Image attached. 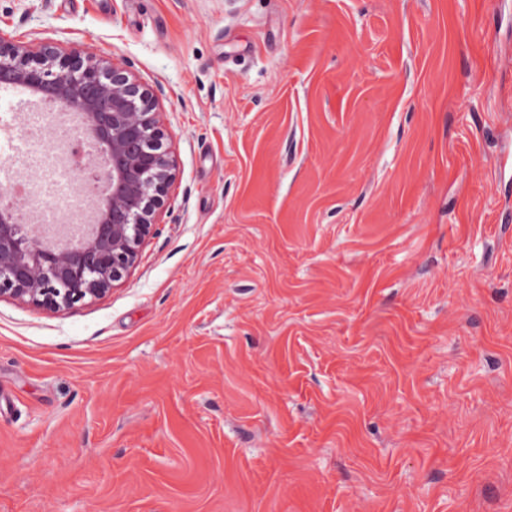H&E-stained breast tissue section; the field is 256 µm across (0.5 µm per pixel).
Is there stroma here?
<instances>
[{
    "label": "stroma",
    "instance_id": "obj_1",
    "mask_svg": "<svg viewBox=\"0 0 512 512\" xmlns=\"http://www.w3.org/2000/svg\"><path fill=\"white\" fill-rule=\"evenodd\" d=\"M158 97L136 267L0 298V512H512V0H0Z\"/></svg>",
    "mask_w": 512,
    "mask_h": 512
}]
</instances>
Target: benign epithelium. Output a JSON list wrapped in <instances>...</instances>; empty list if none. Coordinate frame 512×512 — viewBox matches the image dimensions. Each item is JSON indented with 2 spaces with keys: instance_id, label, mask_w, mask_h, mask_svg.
Returning <instances> with one entry per match:
<instances>
[{
  "instance_id": "7a95c632",
  "label": "benign epithelium",
  "mask_w": 512,
  "mask_h": 512,
  "mask_svg": "<svg viewBox=\"0 0 512 512\" xmlns=\"http://www.w3.org/2000/svg\"><path fill=\"white\" fill-rule=\"evenodd\" d=\"M34 86L69 111L84 108L82 134L112 154L110 219L76 245L28 231L0 208V297L50 311L99 298L138 261L175 178L159 103L124 62L54 42L37 47L0 39V81Z\"/></svg>"
}]
</instances>
